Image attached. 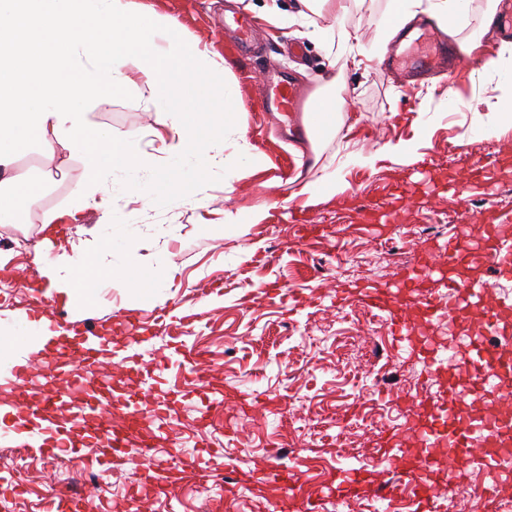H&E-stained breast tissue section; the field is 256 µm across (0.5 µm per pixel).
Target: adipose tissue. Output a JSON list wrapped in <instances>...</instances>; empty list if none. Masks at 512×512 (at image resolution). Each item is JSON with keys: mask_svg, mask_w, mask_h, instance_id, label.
<instances>
[{"mask_svg": "<svg viewBox=\"0 0 512 512\" xmlns=\"http://www.w3.org/2000/svg\"><path fill=\"white\" fill-rule=\"evenodd\" d=\"M18 30L21 51L0 56V223H17L19 203H36L40 181L16 161L30 147L60 143L78 151L83 175L75 184L88 205L106 206L103 178L120 166L153 164L140 148L141 131L112 133L90 126L86 104L108 106L133 77L150 88L146 106L158 126L169 129L161 150L193 155L205 163L196 129L197 113L174 107L203 67L224 64L199 42L182 39L168 16L140 14L133 0H0V38ZM96 261L61 252L39 268L49 287L75 288L104 275Z\"/></svg>", "mask_w": 512, "mask_h": 512, "instance_id": "1", "label": "adipose tissue"}]
</instances>
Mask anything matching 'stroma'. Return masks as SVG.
Segmentation results:
<instances>
[{"instance_id":"35a3bbf8","label":"stroma","mask_w":512,"mask_h":512,"mask_svg":"<svg viewBox=\"0 0 512 512\" xmlns=\"http://www.w3.org/2000/svg\"><path fill=\"white\" fill-rule=\"evenodd\" d=\"M272 2L281 15L276 26L262 19ZM501 2L466 6L445 33L457 46L480 38L479 49L453 73L411 89L382 64L395 52L378 28L391 0H347L342 24L361 36L349 51L313 36L314 27L333 25L331 16L291 20L295 0H134L139 11L174 17L181 38L207 44L232 71L230 87L221 73L202 75L184 104L209 113L200 140L220 164L203 170L191 156H163L150 171L111 172L104 212L74 192L78 152L34 147L17 165L45 176L40 200L20 206L24 223H0V253L8 257L0 268V377L21 358L41 379L53 370L29 346L43 334L37 316L54 309L75 329L95 321L124 336L141 322L154 333L141 360L160 365V375L144 379L116 357L89 390L106 383L136 394L145 408L162 392L181 396L175 415L155 419L152 454L141 455L129 437L126 464L112 469L105 486V512H128L133 490L141 512H273L281 491L266 475L275 466L296 470L295 496L315 512H415L407 495L339 500L329 486L350 469L370 472L380 487L400 483L396 471L374 469L371 459L391 438H408L409 408L430 382L423 356L392 336L388 313L367 307L366 291L413 277L439 253L458 231L441 222L442 213L459 206L475 224L492 214L512 217V128L487 133L504 86L486 65L491 57L512 59V35L502 32L512 17L498 14L496 28L481 31L487 10ZM234 13L257 19L252 39L261 56L233 49L224 20ZM277 77L312 97L335 81L347 94L341 121L319 136L305 129L304 113L259 111ZM148 94L141 83L115 95L111 106L91 112L92 125L148 130L154 119L141 102ZM229 96L238 102L231 113L223 110ZM397 144L405 148L401 162L380 157ZM478 167L489 179L477 186L467 178ZM167 171L177 175L170 186ZM299 175L318 180L317 203L296 196ZM332 181L342 191L330 192ZM397 195L405 205L389 223L357 220L356 208L381 214ZM48 210L74 211L66 239L110 270L81 301L38 282ZM340 336L355 337V345H337ZM368 345L377 349L369 359L361 355ZM188 351L199 355L198 367L184 365ZM14 400L0 387V476L16 477L0 486V512H13L16 498L22 512H67L50 486L68 477L77 494H93L92 478L112 450L97 441L76 476L47 464L12 413ZM294 448L305 456L291 460ZM150 468L174 470L166 492L144 491ZM201 469L213 475L204 488L194 483Z\"/></svg>"}]
</instances>
